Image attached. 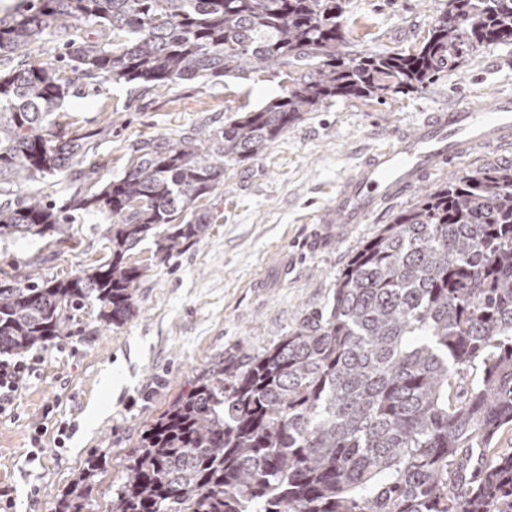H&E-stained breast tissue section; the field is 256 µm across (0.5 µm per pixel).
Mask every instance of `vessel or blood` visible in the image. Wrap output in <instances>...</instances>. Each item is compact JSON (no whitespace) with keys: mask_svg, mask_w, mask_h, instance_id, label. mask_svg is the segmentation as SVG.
Instances as JSON below:
<instances>
[{"mask_svg":"<svg viewBox=\"0 0 512 512\" xmlns=\"http://www.w3.org/2000/svg\"><path fill=\"white\" fill-rule=\"evenodd\" d=\"M480 147L512 148L511 94L497 95L486 107L458 103L437 110L409 132L388 131L383 145L338 184L317 220L327 235L344 233Z\"/></svg>","mask_w":512,"mask_h":512,"instance_id":"1","label":"vessel or blood"}]
</instances>
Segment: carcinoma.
<instances>
[{
  "mask_svg": "<svg viewBox=\"0 0 512 512\" xmlns=\"http://www.w3.org/2000/svg\"><path fill=\"white\" fill-rule=\"evenodd\" d=\"M349 0H22L0 17V177L62 173L89 148L53 141L47 117L83 86L61 76L144 83L275 69L283 93L224 127L148 142L125 173L57 208L32 194L0 203V239L64 240L68 212L112 223L109 256L48 281L0 279V354L66 335L97 308L109 329L137 313L144 272L202 240L196 203L336 98L394 99L512 42V0H446L420 45L348 50ZM87 25L106 38L81 39ZM63 53L36 63L30 44ZM512 161L472 169L421 195L352 257L332 302L275 346L207 370L141 435L110 512H512ZM94 456L57 500L83 512Z\"/></svg>",
  "mask_w": 512,
  "mask_h": 512,
  "instance_id": "carcinoma-1",
  "label": "carcinoma"
}]
</instances>
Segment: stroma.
<instances>
[{"label":"stroma","instance_id":"35a3bbf8","mask_svg":"<svg viewBox=\"0 0 512 512\" xmlns=\"http://www.w3.org/2000/svg\"><path fill=\"white\" fill-rule=\"evenodd\" d=\"M443 6L444 0H350V48H408L424 38ZM511 91L512 44H489L397 99H337L304 113L259 157L228 167L223 185L200 202L215 215L204 239L163 265L153 262L152 240L132 250L131 262L146 269L134 318L108 329L89 307L75 317L70 335L34 347L43 358L40 369L24 382L11 413L0 417V501L9 512H55L58 495L92 454L104 457L105 466L93 478L84 512H109L144 429L204 370L261 353L324 310L357 249L414 203V196L402 197L343 238L314 241L317 212L362 156L381 145L383 129L409 130L457 100L485 106ZM281 93L279 78L269 72L185 81L166 92L105 80L87 97L66 98L46 128L84 138L89 155L83 165L102 185L123 173L141 142L223 126ZM90 182L68 172L24 185L2 180L0 195L38 192L62 205ZM109 223L105 212L78 211L67 241L0 242V271L66 277L103 255ZM48 404L53 413L46 420ZM42 422L48 426L42 458L32 463L30 435Z\"/></svg>","mask_w":512,"mask_h":512}]
</instances>
